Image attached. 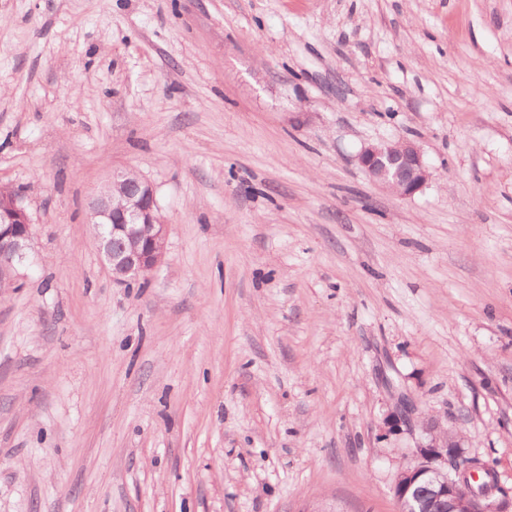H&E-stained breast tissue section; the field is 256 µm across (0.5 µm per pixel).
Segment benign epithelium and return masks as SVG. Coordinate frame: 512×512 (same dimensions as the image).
Returning a JSON list of instances; mask_svg holds the SVG:
<instances>
[{
  "label": "benign epithelium",
  "instance_id": "7a95c632",
  "mask_svg": "<svg viewBox=\"0 0 512 512\" xmlns=\"http://www.w3.org/2000/svg\"><path fill=\"white\" fill-rule=\"evenodd\" d=\"M358 161L374 181L404 197L420 191L430 177L419 147L410 140L368 145L360 151ZM115 186L121 187L118 201L112 195ZM156 207V192L148 180H130L118 171L90 202L89 223L95 225L99 250L116 283L136 280L160 264L166 225L152 222ZM106 223L112 224L109 237L102 232ZM32 226L21 199L0 210V281H12L13 271L26 260ZM413 411V404L401 399L397 417L388 421V429L397 430L399 423L410 420ZM422 433L423 441L416 448L418 462L399 473L392 489L398 512H512L509 496L477 491L460 494L458 483L463 480L476 483L483 475L492 483H500L494 467L464 468L456 435L433 424L423 426Z\"/></svg>",
  "mask_w": 512,
  "mask_h": 512
}]
</instances>
